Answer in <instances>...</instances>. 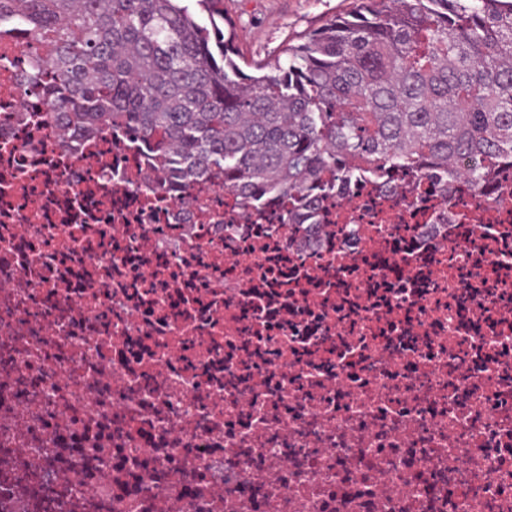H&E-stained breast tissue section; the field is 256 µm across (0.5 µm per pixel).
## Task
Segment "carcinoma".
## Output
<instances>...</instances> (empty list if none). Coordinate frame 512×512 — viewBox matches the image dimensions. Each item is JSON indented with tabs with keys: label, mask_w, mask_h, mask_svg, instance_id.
<instances>
[{
	"label": "carcinoma",
	"mask_w": 512,
	"mask_h": 512,
	"mask_svg": "<svg viewBox=\"0 0 512 512\" xmlns=\"http://www.w3.org/2000/svg\"><path fill=\"white\" fill-rule=\"evenodd\" d=\"M0 0L41 61L23 90L49 101L58 135L132 133L158 179L190 204L219 183L254 211L288 200V223L313 224L322 198L393 170L476 188L512 161V0H354L242 71L225 36L224 0ZM463 158L475 165L463 173Z\"/></svg>",
	"instance_id": "1"
}]
</instances>
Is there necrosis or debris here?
<instances>
[{"label": "necrosis or debris", "instance_id": "4bbe7bcc", "mask_svg": "<svg viewBox=\"0 0 512 512\" xmlns=\"http://www.w3.org/2000/svg\"><path fill=\"white\" fill-rule=\"evenodd\" d=\"M1 54L0 512H512L511 167L184 207Z\"/></svg>", "mask_w": 512, "mask_h": 512}]
</instances>
